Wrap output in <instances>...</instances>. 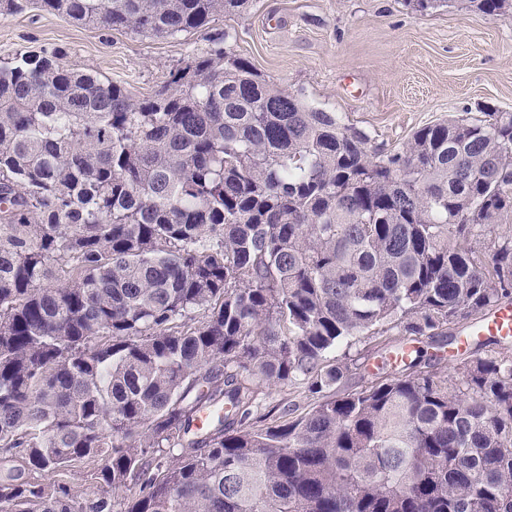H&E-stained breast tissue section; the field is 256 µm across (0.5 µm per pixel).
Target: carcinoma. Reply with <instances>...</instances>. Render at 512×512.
I'll return each instance as SVG.
<instances>
[{
  "label": "carcinoma",
  "mask_w": 512,
  "mask_h": 512,
  "mask_svg": "<svg viewBox=\"0 0 512 512\" xmlns=\"http://www.w3.org/2000/svg\"><path fill=\"white\" fill-rule=\"evenodd\" d=\"M40 3L163 37L244 0ZM369 142L219 45L137 100L0 61V512H512L511 355L450 382L419 349L325 394L342 344L435 342L512 295V239L469 243L512 213V112ZM298 382L307 412L258 413ZM391 336H361L356 340L352 341V346L347 347L346 344L339 347L337 350H333L328 354V360L330 363H334L336 359H343L344 354L347 353L348 360L354 359V361H350V363H354L351 366V372L341 387L340 392H351V391H359L365 388L370 387L375 384L377 381L381 380V377H386L388 374L395 373L394 368L388 366L383 371H377L374 367L376 365L377 360H381L380 355H385L391 348V345H395L400 340L401 336H396V333H389ZM397 341V342H395ZM389 342V345H387ZM388 346V351H385ZM385 347V348H384ZM384 348V349H381ZM380 349V350H379ZM369 351H377V354H373V356H377L376 358H371L368 362L367 367L362 365L364 361L363 355L365 352ZM361 357V358H360Z\"/></svg>",
  "instance_id": "cac0c4a2"
}]
</instances>
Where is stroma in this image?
Wrapping results in <instances>:
<instances>
[{
    "mask_svg": "<svg viewBox=\"0 0 512 512\" xmlns=\"http://www.w3.org/2000/svg\"><path fill=\"white\" fill-rule=\"evenodd\" d=\"M218 37L266 80L337 113L387 151L453 116L512 112V18L483 13L468 0H442L424 12L406 0H246L207 30L166 38L82 26L45 12L38 0L0 14V59L56 51L63 65L93 70L135 98L153 95L171 69L205 54ZM480 322L472 316L449 325L433 350L440 376L450 372V351L475 354L464 339ZM388 342L364 336L329 353V360L353 361L344 391L381 379L359 357Z\"/></svg>",
    "mask_w": 512,
    "mask_h": 512,
    "instance_id": "1",
    "label": "stroma"
}]
</instances>
